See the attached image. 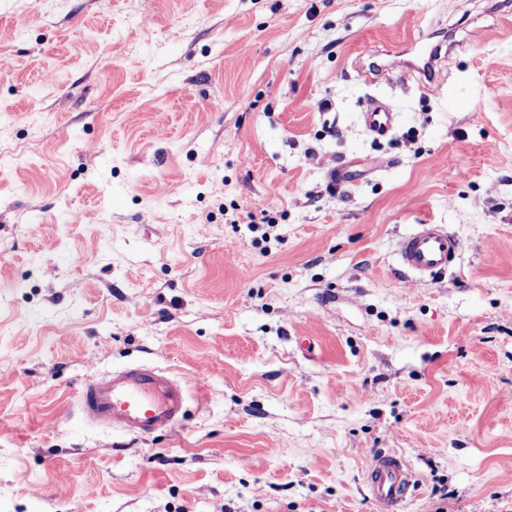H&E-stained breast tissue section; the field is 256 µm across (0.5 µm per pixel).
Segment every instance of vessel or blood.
Returning <instances> with one entry per match:
<instances>
[{
    "label": "vessel or blood",
    "instance_id": "vessel-or-blood-1",
    "mask_svg": "<svg viewBox=\"0 0 512 512\" xmlns=\"http://www.w3.org/2000/svg\"><path fill=\"white\" fill-rule=\"evenodd\" d=\"M406 41L421 47L423 65L418 72L421 80L432 81L439 47L424 42L419 34L408 35ZM397 119V112L382 95L361 115L366 132L376 142L391 136ZM461 248L460 241L440 225L420 224L402 239L399 260L415 278L432 279L447 271ZM187 394V384L181 379L153 366H129L85 382L77 394V408L89 421L145 439L181 423ZM368 481L379 512H401L409 488L418 484L415 473L394 453L375 458Z\"/></svg>",
    "mask_w": 512,
    "mask_h": 512
}]
</instances>
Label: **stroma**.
<instances>
[{"mask_svg": "<svg viewBox=\"0 0 512 512\" xmlns=\"http://www.w3.org/2000/svg\"><path fill=\"white\" fill-rule=\"evenodd\" d=\"M509 12L0 0V512H379L387 452L404 512H512ZM413 29L456 42L432 92ZM419 224L462 243L444 277L399 267ZM135 364L187 382L181 424L84 422ZM397 119L398 112L383 95L374 98L369 109L361 115L366 132L375 142L385 141L391 136ZM370 495L380 512H401L408 489L418 485V479L396 453H383L369 470Z\"/></svg>", "mask_w": 512, "mask_h": 512, "instance_id": "1", "label": "stroma"}]
</instances>
